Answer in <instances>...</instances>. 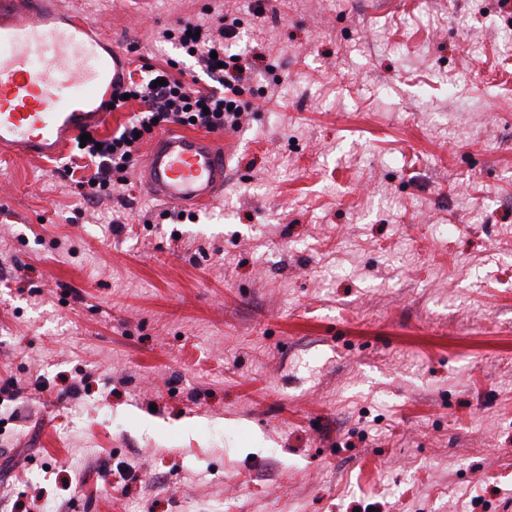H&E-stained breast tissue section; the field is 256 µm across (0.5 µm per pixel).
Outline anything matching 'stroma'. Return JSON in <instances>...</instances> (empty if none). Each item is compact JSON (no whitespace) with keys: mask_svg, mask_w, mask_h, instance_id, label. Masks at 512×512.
<instances>
[{"mask_svg":"<svg viewBox=\"0 0 512 512\" xmlns=\"http://www.w3.org/2000/svg\"><path fill=\"white\" fill-rule=\"evenodd\" d=\"M61 2L271 68L191 220L0 156V512H512V0Z\"/></svg>","mask_w":512,"mask_h":512,"instance_id":"stroma-1","label":"stroma"}]
</instances>
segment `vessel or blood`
Segmentation results:
<instances>
[{
  "label": "vessel or blood",
  "mask_w": 512,
  "mask_h": 512,
  "mask_svg": "<svg viewBox=\"0 0 512 512\" xmlns=\"http://www.w3.org/2000/svg\"><path fill=\"white\" fill-rule=\"evenodd\" d=\"M126 58L100 25L54 0H0V154L54 157L81 132L107 127ZM221 139L172 130L137 170L146 195L198 208L224 188Z\"/></svg>",
  "instance_id": "1"
}]
</instances>
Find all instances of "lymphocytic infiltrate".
<instances>
[{
    "label": "lymphocytic infiltrate",
    "instance_id": "1",
    "mask_svg": "<svg viewBox=\"0 0 512 512\" xmlns=\"http://www.w3.org/2000/svg\"><path fill=\"white\" fill-rule=\"evenodd\" d=\"M233 32L230 25L212 29L193 22L165 32V39L178 40L195 58L200 70L215 79L218 86L194 88L174 77L167 68L153 66L141 80H128L123 97L117 98L114 106L122 108L131 99L139 102L142 110L121 131L81 147V154L97 165L94 183L84 193L86 201L99 203L110 195L113 182H125L140 135L152 133L156 126L194 124L214 132L239 125L243 112L238 100L239 86L251 67L243 63L240 55L226 51L224 40Z\"/></svg>",
    "mask_w": 512,
    "mask_h": 512
}]
</instances>
